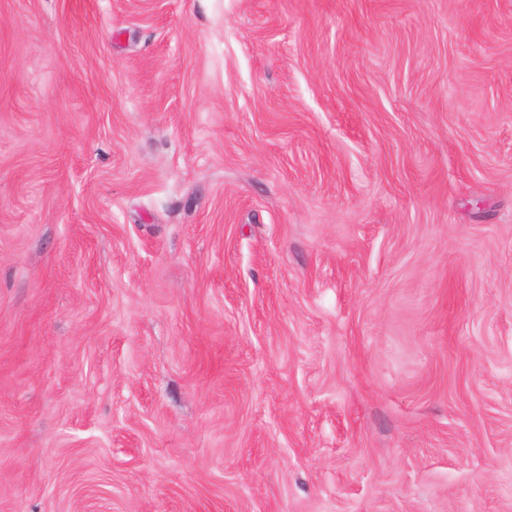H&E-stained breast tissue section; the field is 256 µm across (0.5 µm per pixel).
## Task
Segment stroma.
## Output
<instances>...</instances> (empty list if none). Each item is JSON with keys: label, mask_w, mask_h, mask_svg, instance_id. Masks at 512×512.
Instances as JSON below:
<instances>
[{"label": "stroma", "mask_w": 512, "mask_h": 512, "mask_svg": "<svg viewBox=\"0 0 512 512\" xmlns=\"http://www.w3.org/2000/svg\"><path fill=\"white\" fill-rule=\"evenodd\" d=\"M0 512H512V0H0Z\"/></svg>", "instance_id": "1"}]
</instances>
